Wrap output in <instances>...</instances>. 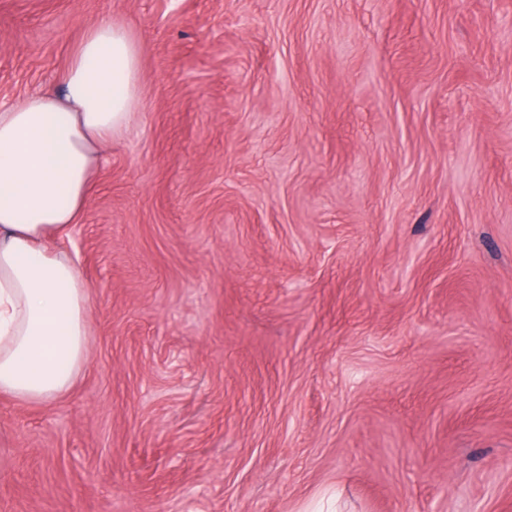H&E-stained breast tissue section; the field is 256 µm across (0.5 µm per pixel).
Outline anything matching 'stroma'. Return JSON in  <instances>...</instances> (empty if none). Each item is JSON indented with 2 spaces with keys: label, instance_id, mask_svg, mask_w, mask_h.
<instances>
[{
  "label": "stroma",
  "instance_id": "1",
  "mask_svg": "<svg viewBox=\"0 0 512 512\" xmlns=\"http://www.w3.org/2000/svg\"><path fill=\"white\" fill-rule=\"evenodd\" d=\"M102 18L88 360L0 397V512H512V0H0V107Z\"/></svg>",
  "mask_w": 512,
  "mask_h": 512
}]
</instances>
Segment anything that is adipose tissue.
<instances>
[{
    "label": "adipose tissue",
    "mask_w": 512,
    "mask_h": 512,
    "mask_svg": "<svg viewBox=\"0 0 512 512\" xmlns=\"http://www.w3.org/2000/svg\"><path fill=\"white\" fill-rule=\"evenodd\" d=\"M139 70L129 32L102 19L72 50L60 90L0 109V395L50 402L87 361L90 286L51 243L88 208L136 107Z\"/></svg>",
    "instance_id": "adipose-tissue-1"
}]
</instances>
